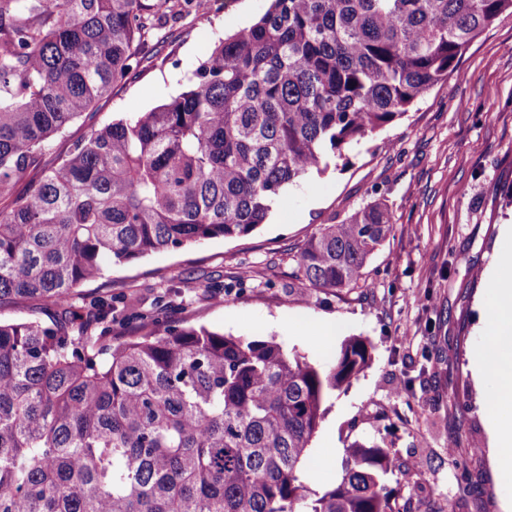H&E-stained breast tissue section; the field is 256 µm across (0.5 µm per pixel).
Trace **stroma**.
<instances>
[{
	"instance_id": "obj_1",
	"label": "stroma",
	"mask_w": 512,
	"mask_h": 512,
	"mask_svg": "<svg viewBox=\"0 0 512 512\" xmlns=\"http://www.w3.org/2000/svg\"><path fill=\"white\" fill-rule=\"evenodd\" d=\"M269 5L211 0L206 15L167 21L159 61L115 86L67 137L55 139L48 162L91 129L180 93L219 37L254 22ZM460 69L405 117L352 145L347 165L286 186L250 235L105 263L100 278L80 287L74 314L108 295L137 312L162 305L168 321L272 340L318 363L346 339L362 338L369 364L324 403L309 445L310 491L337 483L347 444L382 437L411 466L387 477L400 500L428 512H505L512 489L493 470L471 362L491 344L479 330L489 307L481 275L512 247L501 233L512 225L511 16L465 51ZM373 202L388 208L393 229L365 268V287L301 301L288 278L290 253L318 225ZM317 326L335 333L315 336Z\"/></svg>"
}]
</instances>
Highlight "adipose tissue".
Segmentation results:
<instances>
[{"label":"adipose tissue","mask_w":512,"mask_h":512,"mask_svg":"<svg viewBox=\"0 0 512 512\" xmlns=\"http://www.w3.org/2000/svg\"><path fill=\"white\" fill-rule=\"evenodd\" d=\"M487 295L493 309L484 326L492 350L472 361L488 405V446L497 477L512 485V249L499 253L487 270Z\"/></svg>","instance_id":"obj_1"}]
</instances>
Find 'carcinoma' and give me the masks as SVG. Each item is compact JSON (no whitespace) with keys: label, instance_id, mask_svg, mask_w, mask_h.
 <instances>
[{"label":"carcinoma","instance_id":"obj_1","mask_svg":"<svg viewBox=\"0 0 512 512\" xmlns=\"http://www.w3.org/2000/svg\"><path fill=\"white\" fill-rule=\"evenodd\" d=\"M174 0H0V512H425L377 441L344 448L309 494L326 399L366 367L345 340L318 365L204 327L109 343L112 302L67 318L104 261L124 264L265 223L280 191L401 119L458 76L462 51L512 0H270L218 39L186 88L72 143H49L153 59ZM393 229L374 203L321 224L294 255L300 298L358 288ZM55 315L53 307L45 302L27 299L0 309L2 322H22L33 317H39L44 322L50 323Z\"/></svg>","mask_w":512,"mask_h":512}]
</instances>
